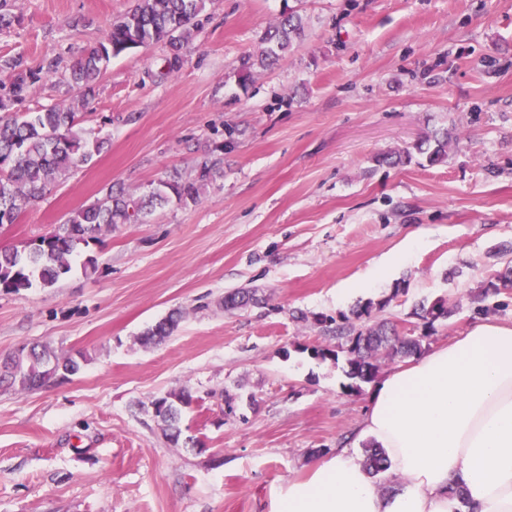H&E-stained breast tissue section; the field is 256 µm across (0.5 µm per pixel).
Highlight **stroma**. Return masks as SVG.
I'll use <instances>...</instances> for the list:
<instances>
[{"label":"stroma","instance_id":"1","mask_svg":"<svg viewBox=\"0 0 512 512\" xmlns=\"http://www.w3.org/2000/svg\"><path fill=\"white\" fill-rule=\"evenodd\" d=\"M135 4L7 0L0 57L72 62ZM289 7L304 37L244 73ZM198 21L175 71L162 43L111 60L80 111L107 149L0 227L1 246L24 248L111 185L139 197L221 152L198 202L79 245L54 287L0 292V357H87L67 380L0 388V512H270L289 480L370 444L373 386L347 393L344 363L311 357L337 342L320 317L388 295L378 319L413 334L414 306L443 297L452 315L430 347L482 320L512 327V288L473 301L512 270V0H206ZM446 128V163L377 164ZM238 288L262 303L224 311ZM174 311V334L141 346ZM182 389L194 402L174 444L151 404Z\"/></svg>","mask_w":512,"mask_h":512}]
</instances>
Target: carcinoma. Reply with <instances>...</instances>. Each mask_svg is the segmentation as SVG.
<instances>
[{
	"instance_id": "1",
	"label": "carcinoma",
	"mask_w": 512,
	"mask_h": 512,
	"mask_svg": "<svg viewBox=\"0 0 512 512\" xmlns=\"http://www.w3.org/2000/svg\"><path fill=\"white\" fill-rule=\"evenodd\" d=\"M205 2L137 0L135 8L113 21L103 39L83 51L62 74L68 86L76 91L75 101L68 105L55 104L38 112L20 110L39 82L59 72L58 59H45L36 66L21 55L0 60V68L11 72L9 84L0 87V227L17 223L26 207L50 192L59 178L88 163L106 148L107 139L87 138L76 130L79 117L75 103L94 94L97 80L111 59L134 48L164 42L171 53L168 68L177 69L191 51L192 20L203 11ZM304 31L305 22L297 11L283 12L265 29L257 61L251 65L273 64L295 40L304 36ZM456 141L452 132L444 130L417 142L414 149L426 155L430 164L438 165L448 160V151ZM221 164L220 155L212 153L198 162L194 176L186 178L175 171L139 198L110 189L103 198L72 212L64 223L32 247L21 251L0 248V291L19 293L31 288L36 281L45 287L53 286L71 271V261L79 244H87L119 224L142 221L156 205L172 200L182 205L197 202ZM399 292L397 288L389 297L376 303L368 301L352 311V316L363 322L359 327L349 323V316L340 315L342 324L335 327V333L345 341L313 348V357L321 360L337 362L344 358L345 374L351 380L345 385L347 391L357 392L360 384L372 381L384 357L420 353L435 325L452 315L447 300L438 298L414 307L412 316L422 326V333L417 336L399 333L396 325L387 320L364 324L373 312L388 306ZM261 302L256 290L239 288L224 295L221 305L231 310ZM181 318V313L173 312L161 319L139 337L140 344L145 347L160 344L178 328ZM83 362L82 355L62 356L47 346L22 349L0 360V385L5 383L21 391L38 388L78 373ZM191 403V394L183 390L152 402L167 440L179 439L182 408ZM388 466L384 449L366 450L363 467L369 476L386 471Z\"/></svg>"
}]
</instances>
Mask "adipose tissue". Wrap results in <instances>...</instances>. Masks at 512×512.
I'll use <instances>...</instances> for the list:
<instances>
[{
  "instance_id": "1",
  "label": "adipose tissue",
  "mask_w": 512,
  "mask_h": 512,
  "mask_svg": "<svg viewBox=\"0 0 512 512\" xmlns=\"http://www.w3.org/2000/svg\"><path fill=\"white\" fill-rule=\"evenodd\" d=\"M362 432L388 457L391 492L342 448L289 481L274 512H512V327L476 324L387 375Z\"/></svg>"
}]
</instances>
